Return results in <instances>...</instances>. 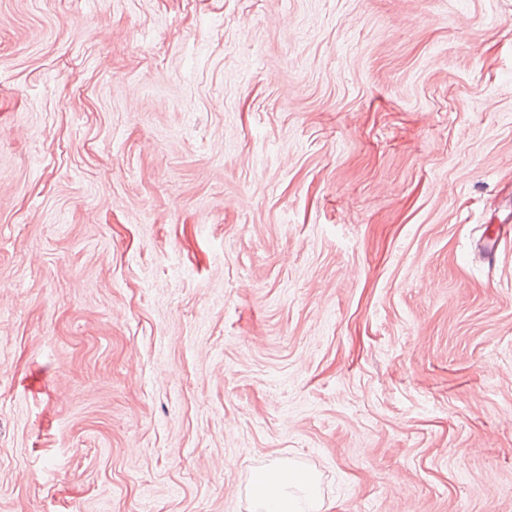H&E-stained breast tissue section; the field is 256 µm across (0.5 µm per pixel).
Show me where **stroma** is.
<instances>
[{
    "label": "stroma",
    "mask_w": 512,
    "mask_h": 512,
    "mask_svg": "<svg viewBox=\"0 0 512 512\" xmlns=\"http://www.w3.org/2000/svg\"><path fill=\"white\" fill-rule=\"evenodd\" d=\"M511 211L512 0H0V512H512ZM314 484V478L298 467L274 463L251 485L249 512L323 511L324 502L317 497ZM294 489L303 491V498L294 494Z\"/></svg>",
    "instance_id": "obj_1"
}]
</instances>
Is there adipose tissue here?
<instances>
[{
  "mask_svg": "<svg viewBox=\"0 0 512 512\" xmlns=\"http://www.w3.org/2000/svg\"><path fill=\"white\" fill-rule=\"evenodd\" d=\"M314 479L290 464L268 466L249 490V512H323Z\"/></svg>",
  "mask_w": 512,
  "mask_h": 512,
  "instance_id": "1",
  "label": "adipose tissue"
}]
</instances>
